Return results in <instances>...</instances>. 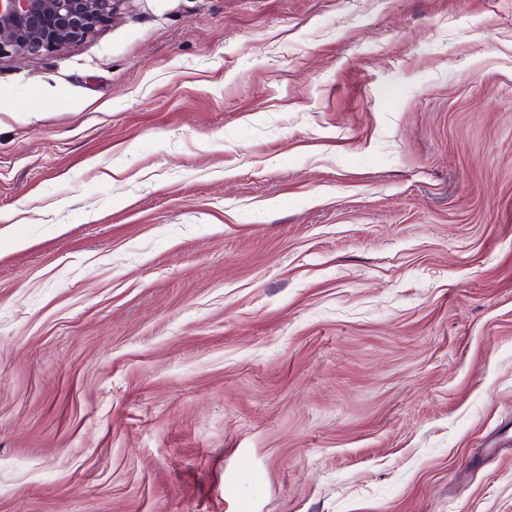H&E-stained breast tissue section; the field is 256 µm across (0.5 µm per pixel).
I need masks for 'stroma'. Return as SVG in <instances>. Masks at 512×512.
<instances>
[{
    "label": "stroma",
    "instance_id": "stroma-1",
    "mask_svg": "<svg viewBox=\"0 0 512 512\" xmlns=\"http://www.w3.org/2000/svg\"><path fill=\"white\" fill-rule=\"evenodd\" d=\"M0 512H512V0L1 58Z\"/></svg>",
    "mask_w": 512,
    "mask_h": 512
}]
</instances>
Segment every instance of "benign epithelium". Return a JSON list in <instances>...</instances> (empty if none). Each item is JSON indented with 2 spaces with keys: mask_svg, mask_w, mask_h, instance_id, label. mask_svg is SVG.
<instances>
[{
  "mask_svg": "<svg viewBox=\"0 0 512 512\" xmlns=\"http://www.w3.org/2000/svg\"><path fill=\"white\" fill-rule=\"evenodd\" d=\"M119 0H0V57L54 52L116 14Z\"/></svg>",
  "mask_w": 512,
  "mask_h": 512,
  "instance_id": "7a95c632",
  "label": "benign epithelium"
}]
</instances>
